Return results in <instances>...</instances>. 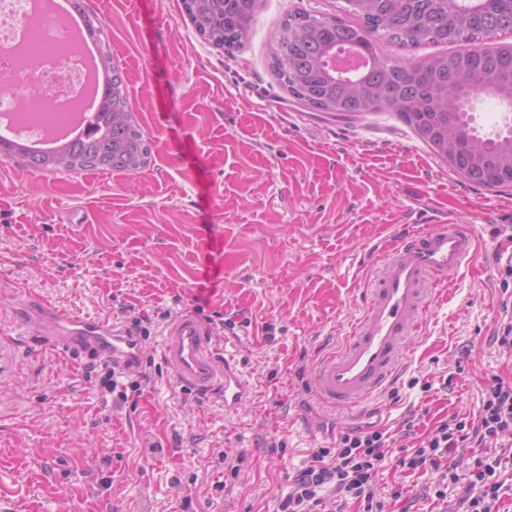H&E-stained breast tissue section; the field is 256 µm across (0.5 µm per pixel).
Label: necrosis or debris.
<instances>
[{
	"mask_svg": "<svg viewBox=\"0 0 512 512\" xmlns=\"http://www.w3.org/2000/svg\"><path fill=\"white\" fill-rule=\"evenodd\" d=\"M81 71L61 19L31 8L30 0H0V74L10 79L9 92L0 94V112L9 113L17 127L34 135L65 128L81 109ZM35 80L43 91L30 99L27 118H20L16 93Z\"/></svg>",
	"mask_w": 512,
	"mask_h": 512,
	"instance_id": "obj_1",
	"label": "necrosis or debris"
}]
</instances>
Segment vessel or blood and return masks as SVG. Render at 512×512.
<instances>
[{"label":"vessel or blood","mask_w":512,"mask_h":512,"mask_svg":"<svg viewBox=\"0 0 512 512\" xmlns=\"http://www.w3.org/2000/svg\"><path fill=\"white\" fill-rule=\"evenodd\" d=\"M474 243L473 235L456 224H439L399 241L345 344L324 353L309 378L310 390L322 405L352 407L394 381L404 340L422 319L432 281L444 284L458 274L468 264ZM18 322L61 354L100 356L123 373L135 370L144 358L141 339L120 322L53 309L33 295ZM158 355L181 389L217 396L225 411L238 410L252 398L250 381L233 359L218 352L210 326L194 314L172 320Z\"/></svg>","instance_id":"b4317fda"}]
</instances>
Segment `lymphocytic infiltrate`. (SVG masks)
Listing matches in <instances>:
<instances>
[{
  "label": "lymphocytic infiltrate",
  "mask_w": 512,
  "mask_h": 512,
  "mask_svg": "<svg viewBox=\"0 0 512 512\" xmlns=\"http://www.w3.org/2000/svg\"><path fill=\"white\" fill-rule=\"evenodd\" d=\"M508 433L512 434V384L497 378L487 388L476 418L451 416L419 446L405 449L397 464L410 474L439 472L434 496L441 502L449 501V486L463 485L449 512H500L504 499H512V481L502 475L512 449L500 444ZM464 442L481 448L482 454L461 475L448 455ZM392 444L388 432L371 430L342 435L336 447L316 449L309 464L292 476L276 512H325L330 494L360 502L363 512H384L372 485Z\"/></svg>",
  "instance_id": "f902f5d3"
}]
</instances>
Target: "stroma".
Returning <instances> with one entry per match:
<instances>
[{
  "label": "stroma",
  "mask_w": 512,
  "mask_h": 512,
  "mask_svg": "<svg viewBox=\"0 0 512 512\" xmlns=\"http://www.w3.org/2000/svg\"><path fill=\"white\" fill-rule=\"evenodd\" d=\"M106 26L129 112L151 154L133 171L36 172L0 156V498L15 512H276L314 449L374 427L417 445L437 422L476 417L512 352V187L473 185L394 113L339 119L305 107L272 67L288 12L343 0H258L232 51L199 37L182 0H83ZM442 221L476 250L413 331L393 388L326 411L305 387L340 347L396 238ZM83 317L140 318L151 335L140 396L102 393L85 358L21 341L22 291ZM191 311L250 380L251 403L180 390L156 352ZM416 415L411 438L401 422ZM237 469L218 466L219 454ZM437 472L387 461L386 512H439Z\"/></svg>",
  "instance_id": "obj_1"
}]
</instances>
